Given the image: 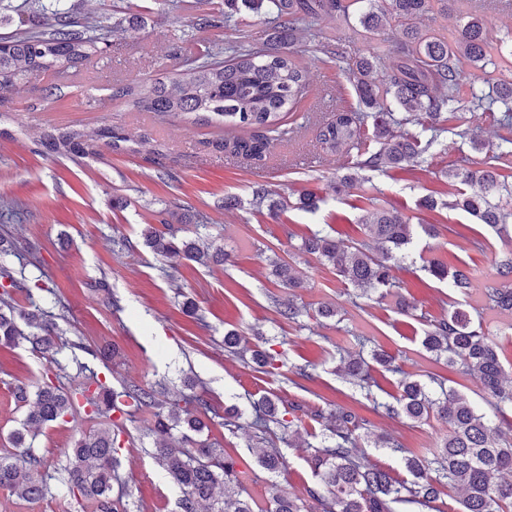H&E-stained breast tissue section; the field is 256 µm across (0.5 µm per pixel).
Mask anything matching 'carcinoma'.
<instances>
[{"instance_id": "cac0c4a2", "label": "carcinoma", "mask_w": 512, "mask_h": 512, "mask_svg": "<svg viewBox=\"0 0 512 512\" xmlns=\"http://www.w3.org/2000/svg\"><path fill=\"white\" fill-rule=\"evenodd\" d=\"M435 2L446 13H460L464 4V0H366L360 24L367 45L350 76L356 105L336 110L320 123L317 133L329 151L356 153L355 171L338 179L337 191L359 184L360 170L382 171L423 158L438 135L448 131V116L465 110L501 113L499 122L507 134L498 142L482 140L471 119L457 135L472 150H484L493 160L512 158V80L490 82L486 89L470 88L467 106L461 98L464 63L481 68L490 65L496 71L512 55V44L502 38L499 46H493L484 20L473 14L450 38L419 27L416 20L431 12ZM243 8L270 25L276 44L203 40L194 55H172L174 64L165 79L141 81L132 74L126 85L112 89V97H130L138 111L161 118L183 116L222 127L224 134L213 141L216 150L256 163L264 161L272 142L288 134L285 117L311 91L309 71L301 57L319 48L304 40L298 24L313 26L326 16L346 15L349 6L343 0H224L221 13L200 10L195 26L202 31L220 27L234 31L238 26L235 16ZM16 12L20 28L0 40L1 102L22 92L40 74H62L110 47L112 17H88L77 25L68 0H24ZM388 28L395 31V45L386 50L373 40ZM98 142L118 152L128 139L110 127L86 132L65 126L45 129L34 140L37 152L69 158L85 156L88 146ZM447 176L456 187L448 207L466 212L498 234L508 232L512 185L502 182L494 168H452ZM365 200L370 210L360 220L364 241L344 249L335 237L318 231L302 244L305 252L336 270L344 288H353L346 295L354 304L359 294L370 290L378 292L380 300L391 295L396 284L393 271L408 256L415 238V225L407 216L375 205L371 196ZM207 228L196 223L190 236L167 222L161 230L149 224L142 233L143 244L174 266L185 261L222 265L224 248L206 240L203 232ZM426 270L448 281L457 295L466 297L474 290L473 271L463 260L450 266L428 259ZM496 270L500 285L485 290L484 306L512 312L511 251L498 261ZM275 275L286 288L301 287L286 263L276 265ZM58 336L54 315L35 301L28 308L16 307L9 291L0 294L1 345L26 341L33 351L46 355L61 350ZM422 346L438 358L446 355L450 367L460 358L461 374L476 379L492 398L491 414L476 410L440 381L433 390L412 378L381 348L372 350L368 359L361 350L343 355L338 374L367 397L376 385L372 364L401 375L396 403L380 404L387 415L413 422L433 416L448 425V437L436 445L428 460L405 454L396 440L378 438L379 447L403 454L408 478L397 481L360 454L368 440L365 419L343 406L327 413L317 411L314 419L323 422L321 442L305 449L316 486L301 495L273 494L268 512H394L399 503L429 508L446 489L458 493L450 512H512V480H503V475H512V434L503 430L512 425V385L505 384L507 370L486 336L483 321L455 308L429 321ZM251 359L264 373L279 369L276 356L266 349L251 350ZM12 394L27 413L21 427L9 435L12 450L0 453V490L28 499L45 495L44 463L27 437L32 430L63 421L81 408L105 419V425L81 435L67 449L65 484L68 492L97 502L102 512H117L112 491L120 481L118 436L125 432L124 421L149 412L154 418L150 432L156 440V459L181 489L180 512H199L202 506L206 512H255L237 459L212 443L195 439L207 422L221 415L224 425H236L238 413L220 411L202 394L170 397L160 384L133 382L116 391L95 374L78 393L47 379L33 391L25 383L16 384ZM271 423L289 427V421L280 417L278 404L270 399L248 427L265 432ZM257 462L274 475L286 468L283 453L275 447L260 449Z\"/></svg>"}]
</instances>
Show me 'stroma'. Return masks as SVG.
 Instances as JSON below:
<instances>
[{
	"instance_id": "stroma-1",
	"label": "stroma",
	"mask_w": 512,
	"mask_h": 512,
	"mask_svg": "<svg viewBox=\"0 0 512 512\" xmlns=\"http://www.w3.org/2000/svg\"><path fill=\"white\" fill-rule=\"evenodd\" d=\"M70 4L78 19L102 13L120 23L110 48L96 59L100 79L53 84L36 78L20 95L0 104V205L26 210L22 222L0 223V236L21 242L41 260L40 267L25 268L17 255L9 254L0 257V267L24 271L28 280L39 281L33 294L17 290L15 301L63 311L58 325L65 341L52 364L26 343L0 348V449L8 448L10 432L25 416L14 402L12 386L49 374L72 390L84 380L79 372L84 364L116 390L126 381L147 384L164 379L176 393L190 377L197 392L215 405L236 407L244 428L231 430L216 423L205 436L237 457L246 473L245 486L261 510L267 507L272 488L298 494L315 485L301 449L320 441L322 427L311 417L316 410L351 408L367 420L371 436L397 439L402 452L369 447L365 453L402 480L407 476L403 454L430 456L448 427L434 418L414 423L374 411L373 401L337 374L339 349L355 350L358 336L388 351L401 373L422 381L442 377L446 387L464 395L479 411H488V396L475 379L437 363L422 348L425 325L417 316L401 314L396 297L364 298L352 305L335 270L299 249L303 238L327 226L346 247L364 237L359 219L366 203L360 190L336 192L337 176L346 174L353 159L326 150L316 138L324 116L340 103L356 101L347 71L364 47L358 24L328 17L315 28L304 29V36L335 44L343 57L325 64L310 55L303 57L313 86L300 112L289 119L294 132L288 140L274 142L267 159L254 164L213 150L215 128L176 117L158 118L111 97L113 85L129 72L149 81L168 76L173 49L194 33V10L176 6L174 0H166L155 11L149 8L150 0ZM50 126L88 131L109 126L134 140H149L153 149L48 159L36 153L34 140ZM486 159V154L474 152L448 131L424 158L405 169L364 173L365 185L372 188L378 204L396 208L412 223L437 225L436 237L420 235L418 253L427 250L451 264L464 258L480 289L498 286L497 262L512 249V239L498 237L463 211L446 208L451 189L445 172ZM257 186L282 201L277 216L252 207ZM304 190L319 197L316 212L295 208L294 201ZM228 197L236 198L235 206H225ZM425 197L436 201L435 210L419 208ZM188 205L207 216L212 238L230 255L224 265L172 268L143 245L146 225L177 223ZM473 238L485 241L484 250L460 253L459 244ZM125 239L133 243V251L113 252V242ZM418 253L394 272L399 295L428 318L438 319L459 300L447 282L423 270ZM280 261L303 277L302 287L288 289L277 281L273 265ZM101 278L108 281L109 292L93 289V282ZM188 299L198 306V319L183 315L182 304ZM288 300L300 307L301 316L288 319L278 314L276 302ZM323 305L335 308L334 318L318 316ZM233 329L251 345L265 343L287 372L314 363L312 380L300 387L287 372L263 374L250 358L229 356L224 334ZM109 345L117 348L110 365L88 353L89 348ZM267 398L288 408L291 423L274 440L288 462L286 472L276 477L258 465L251 451L256 433L247 426L254 404ZM151 422L148 414L129 422L127 432L135 443L118 452L119 473L129 492L128 512H180L181 493L154 458ZM97 426V420L81 413L69 422L43 427L34 445L50 476L48 493L27 500L0 491V512H94L92 503L59 491L58 485L64 475L63 449Z\"/></svg>"
}]
</instances>
